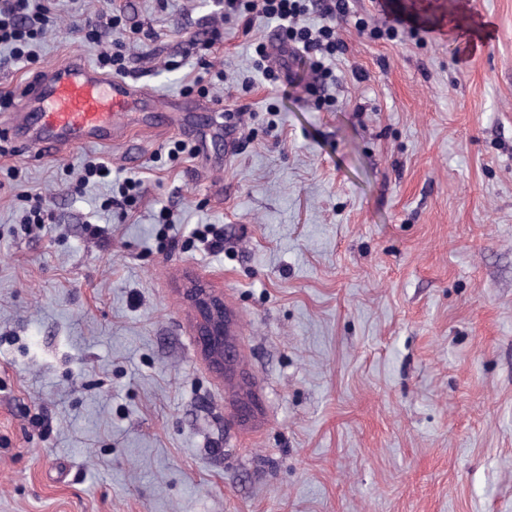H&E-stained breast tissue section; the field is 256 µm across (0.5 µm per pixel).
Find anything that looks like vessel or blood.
Instances as JSON below:
<instances>
[{"label": "vessel or blood", "instance_id": "1", "mask_svg": "<svg viewBox=\"0 0 512 512\" xmlns=\"http://www.w3.org/2000/svg\"><path fill=\"white\" fill-rule=\"evenodd\" d=\"M143 102L142 90L82 62L63 63L18 92L16 119L35 116L22 144L33 157H45L87 143L112 141L113 122L129 117Z\"/></svg>", "mask_w": 512, "mask_h": 512}]
</instances>
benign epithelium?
<instances>
[{"instance_id": "benign-epithelium-1", "label": "benign epithelium", "mask_w": 512, "mask_h": 512, "mask_svg": "<svg viewBox=\"0 0 512 512\" xmlns=\"http://www.w3.org/2000/svg\"><path fill=\"white\" fill-rule=\"evenodd\" d=\"M184 295L194 312V333L201 353L211 369L224 374V369L233 362L234 354L228 342V318L224 311V297L213 288L197 281L189 282Z\"/></svg>"}]
</instances>
